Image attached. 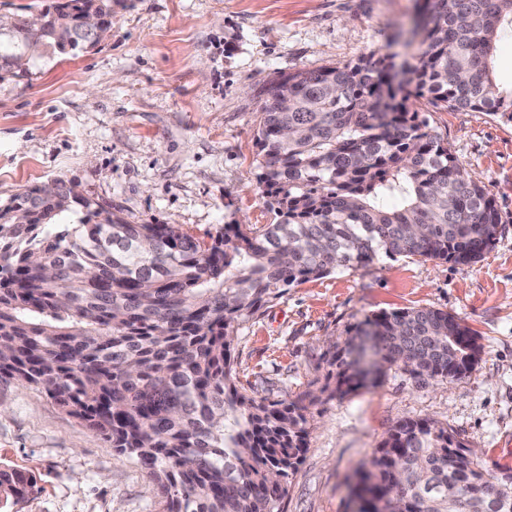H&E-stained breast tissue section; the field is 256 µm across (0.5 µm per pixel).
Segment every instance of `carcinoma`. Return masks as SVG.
Returning <instances> with one entry per match:
<instances>
[{
	"mask_svg": "<svg viewBox=\"0 0 512 512\" xmlns=\"http://www.w3.org/2000/svg\"><path fill=\"white\" fill-rule=\"evenodd\" d=\"M112 0H51L0 16V77L24 76L42 50L96 48L112 30ZM512 34V0H423L398 72L388 54L297 71L265 90L256 133L258 188L279 221L226 224L200 240L176 224H132L56 180L0 200V381L47 394L68 415L137 458L156 479L161 512H281L287 479L308 445L303 401L240 391L235 327L286 288L378 255L477 263L503 217L412 110V97L512 121V86L493 56ZM81 212L79 223L69 216ZM373 336L368 374L405 359L417 379H456L476 336L430 308L396 311L346 330L320 393L365 382L360 338ZM447 429L404 419L360 474L361 512H512V469L492 472ZM507 478L498 500L484 495ZM33 476L0 470V504L29 494Z\"/></svg>",
	"mask_w": 512,
	"mask_h": 512,
	"instance_id": "carcinoma-1",
	"label": "carcinoma"
}]
</instances>
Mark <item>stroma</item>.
<instances>
[{
    "label": "stroma",
    "instance_id": "35a3bbf8",
    "mask_svg": "<svg viewBox=\"0 0 512 512\" xmlns=\"http://www.w3.org/2000/svg\"><path fill=\"white\" fill-rule=\"evenodd\" d=\"M417 0H115L97 48L42 55L0 78V199L63 178L133 224L200 238L234 222L277 221L256 182L264 90L281 75L376 50L412 63ZM429 131L485 183L505 219L470 266L381 256L293 285L234 331L240 387L290 402L318 391L348 327L431 308L460 318L482 354L454 380L403 367L312 407L308 447L282 512H355L356 471L403 418L447 428L488 467L512 468V122L412 99ZM33 492L1 512H157L153 479L52 399L0 382V469Z\"/></svg>",
    "mask_w": 512,
    "mask_h": 512
}]
</instances>
